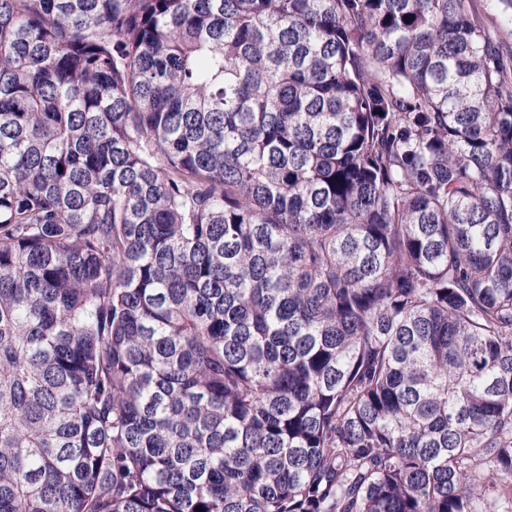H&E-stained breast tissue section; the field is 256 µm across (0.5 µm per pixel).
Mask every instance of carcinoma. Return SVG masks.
Returning a JSON list of instances; mask_svg holds the SVG:
<instances>
[{"instance_id":"1","label":"carcinoma","mask_w":512,"mask_h":512,"mask_svg":"<svg viewBox=\"0 0 512 512\" xmlns=\"http://www.w3.org/2000/svg\"><path fill=\"white\" fill-rule=\"evenodd\" d=\"M0 0V512H512V0Z\"/></svg>"}]
</instances>
